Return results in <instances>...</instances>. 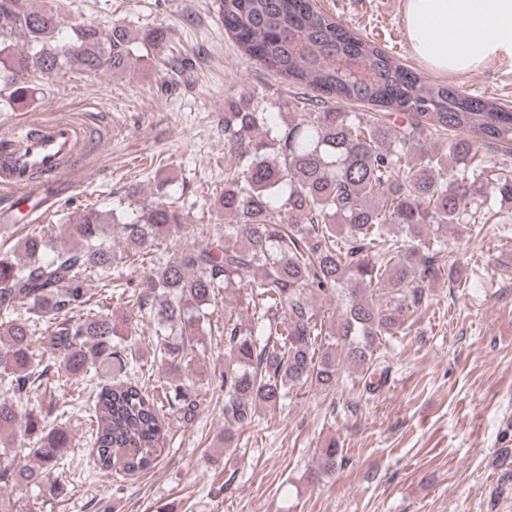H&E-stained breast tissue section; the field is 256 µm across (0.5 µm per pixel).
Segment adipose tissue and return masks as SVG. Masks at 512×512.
<instances>
[{
  "label": "adipose tissue",
  "instance_id": "ef3b65f1",
  "mask_svg": "<svg viewBox=\"0 0 512 512\" xmlns=\"http://www.w3.org/2000/svg\"><path fill=\"white\" fill-rule=\"evenodd\" d=\"M405 26L414 53L439 74L512 58V0H407Z\"/></svg>",
  "mask_w": 512,
  "mask_h": 512
}]
</instances>
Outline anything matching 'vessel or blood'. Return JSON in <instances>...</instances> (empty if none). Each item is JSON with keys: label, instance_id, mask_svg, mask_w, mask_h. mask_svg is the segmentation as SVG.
Here are the masks:
<instances>
[{"label": "vessel or blood", "instance_id": "1", "mask_svg": "<svg viewBox=\"0 0 512 512\" xmlns=\"http://www.w3.org/2000/svg\"><path fill=\"white\" fill-rule=\"evenodd\" d=\"M78 126L59 120L37 129L19 125L0 129V198L16 206L29 205L39 182H53L81 149Z\"/></svg>", "mask_w": 512, "mask_h": 512}]
</instances>
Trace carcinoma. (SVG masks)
I'll use <instances>...</instances> for the list:
<instances>
[{"label":"carcinoma","mask_w":512,"mask_h":512,"mask_svg":"<svg viewBox=\"0 0 512 512\" xmlns=\"http://www.w3.org/2000/svg\"><path fill=\"white\" fill-rule=\"evenodd\" d=\"M218 10L245 54L337 106L290 112L264 134L271 116L244 102L224 107V188L214 204L230 221L203 247L158 256L191 228L189 213L160 196L129 214L75 212L67 237L32 231L21 245L25 261L0 257V489H42L71 448L67 428L24 409L52 371L88 390L94 466L125 475L161 456L163 412L196 419L204 383L195 364L206 360L202 336L214 330L224 336L226 453L292 388L331 392L356 372L387 378L377 348L423 313L431 285L446 278L466 287L437 231L484 219L487 169L491 195L512 201L508 163L489 167L480 154L512 155L511 105L422 79L316 0H220ZM167 41L163 29L134 36L120 23L102 31L82 21L62 38L53 10L0 0V111L33 102L39 80L73 64L114 76L142 58L160 64ZM352 102L401 123L341 108ZM450 131L462 137L450 140ZM144 266L134 297L154 326L161 400L135 381L144 364L129 345L131 318L89 307L90 277L107 288L113 272ZM223 294L251 316L226 309L223 325L213 324ZM315 296L336 299L338 317H325ZM109 366L112 382L101 387L99 370ZM19 432L36 434L32 464L2 459ZM318 460L310 481L342 467L343 449L332 439Z\"/></svg>","instance_id":"carcinoma-1"}]
</instances>
